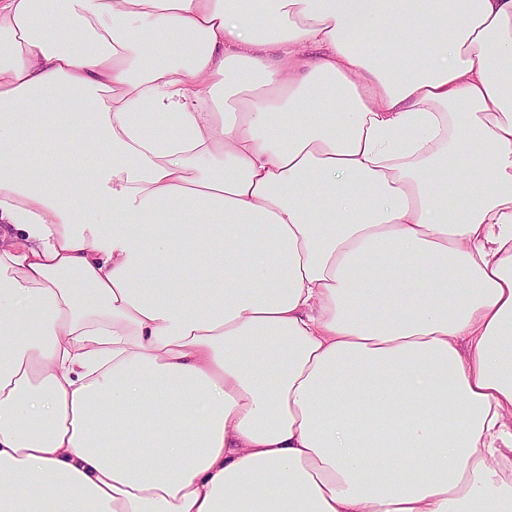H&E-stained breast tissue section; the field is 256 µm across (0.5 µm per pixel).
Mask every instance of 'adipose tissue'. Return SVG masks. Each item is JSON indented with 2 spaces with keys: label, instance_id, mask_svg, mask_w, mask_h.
Listing matches in <instances>:
<instances>
[{
  "label": "adipose tissue",
  "instance_id": "ef3b65f1",
  "mask_svg": "<svg viewBox=\"0 0 512 512\" xmlns=\"http://www.w3.org/2000/svg\"><path fill=\"white\" fill-rule=\"evenodd\" d=\"M512 0H0V512H512Z\"/></svg>",
  "mask_w": 512,
  "mask_h": 512
}]
</instances>
